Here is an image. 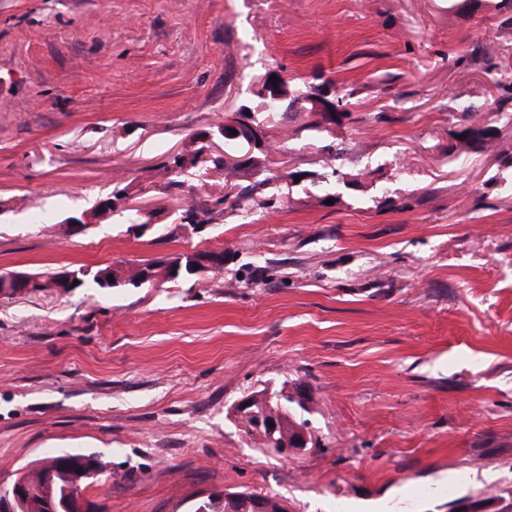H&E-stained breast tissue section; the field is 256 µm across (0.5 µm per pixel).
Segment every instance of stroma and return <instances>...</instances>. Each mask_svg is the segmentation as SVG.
Instances as JSON below:
<instances>
[{"instance_id": "obj_1", "label": "stroma", "mask_w": 512, "mask_h": 512, "mask_svg": "<svg viewBox=\"0 0 512 512\" xmlns=\"http://www.w3.org/2000/svg\"><path fill=\"white\" fill-rule=\"evenodd\" d=\"M489 2L0 0V272L224 254L154 286L0 295V481L72 453L106 464L99 512H195L224 489L288 512L512 495V125L448 156L464 104L494 117L484 49L512 78ZM271 71L356 88L352 118L332 135L276 119L271 181L226 178L217 128ZM197 148L171 184L168 157ZM118 184L145 232L114 216L61 234ZM246 188L257 207L214 209ZM287 382L310 399L294 458L233 412Z\"/></svg>"}]
</instances>
